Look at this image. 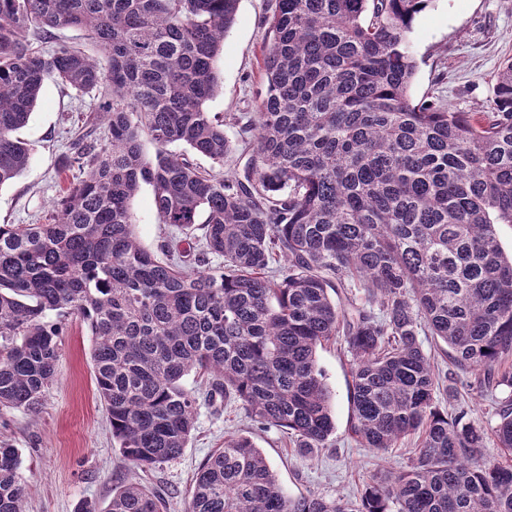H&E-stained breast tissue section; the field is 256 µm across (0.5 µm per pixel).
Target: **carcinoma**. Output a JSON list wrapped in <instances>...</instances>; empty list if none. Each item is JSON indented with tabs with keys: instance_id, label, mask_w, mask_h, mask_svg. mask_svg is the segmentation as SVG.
Wrapping results in <instances>:
<instances>
[{
	"instance_id": "obj_1",
	"label": "carcinoma",
	"mask_w": 512,
	"mask_h": 512,
	"mask_svg": "<svg viewBox=\"0 0 512 512\" xmlns=\"http://www.w3.org/2000/svg\"><path fill=\"white\" fill-rule=\"evenodd\" d=\"M239 0H0V185L28 163L18 136L46 78L98 100L106 143L77 136L84 177L44 224H0V406L36 412L56 379L68 320L92 336L94 379L124 457L178 458L200 400L238 403L311 454L332 445V394L317 350L352 357L351 436L410 463L374 475L361 499L292 497L250 437L231 434L196 474L189 512H512V58L491 111L416 101L412 22L432 0H274L255 112L206 110ZM84 31L104 57L57 43ZM156 146L143 154L142 136ZM183 143L219 168L167 152ZM153 189L152 252L131 203ZM223 258L215 264L213 258ZM348 295L333 301L329 292ZM457 371L507 388L491 429L460 409L420 336ZM205 376L202 392L183 379ZM501 449L484 454L487 440ZM15 449L0 445V512H24ZM138 483L76 512H164ZM54 33L55 39L34 43L33 46L41 48L43 51H48L55 43L59 41L73 42L75 44L81 45L80 47L87 49L90 54L99 58L101 57V54L98 53L85 39L83 32L76 29H62L55 30Z\"/></svg>"
}]
</instances>
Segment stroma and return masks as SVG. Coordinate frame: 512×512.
<instances>
[{"mask_svg": "<svg viewBox=\"0 0 512 512\" xmlns=\"http://www.w3.org/2000/svg\"><path fill=\"white\" fill-rule=\"evenodd\" d=\"M270 0H239L236 21L217 60L220 87L210 112L227 117L256 109L263 87L261 49L268 40L265 18ZM409 44L416 62L414 98L434 95L464 112H485L494 77L512 57V0H433L413 22ZM94 113L91 96L77 95L56 79H46L36 107L19 135L31 146L27 167L0 186V224H29L49 216L63 190L81 178L68 167V145ZM151 186L142 185L132 202L136 233L147 249L171 229L152 206ZM332 393L336 434L332 447L302 454L279 428L246 418L237 404H201L192 438L182 455L144 472L124 459L112 436L94 381L91 336L70 321L57 377L36 413L0 408V442L16 448L26 481L25 512H75L79 502L108 504L112 491L139 481L164 492L167 512H187L201 464L232 433L251 436L289 495L320 494L357 499L373 474L408 465L412 441L377 454L348 434L351 361L342 342L317 351ZM504 391L480 392L462 385L456 397L440 395L443 409L468 407L472 421L495 424V407Z\"/></svg>", "mask_w": 512, "mask_h": 512, "instance_id": "stroma-1", "label": "stroma"}]
</instances>
